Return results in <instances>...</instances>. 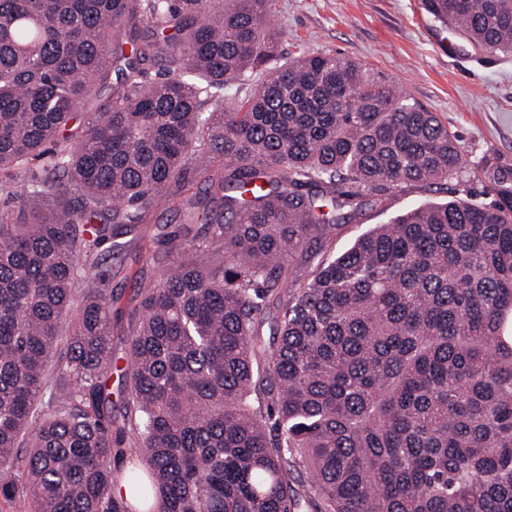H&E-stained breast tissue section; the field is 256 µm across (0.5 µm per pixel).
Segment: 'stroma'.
<instances>
[{
    "instance_id": "1",
    "label": "stroma",
    "mask_w": 512,
    "mask_h": 512,
    "mask_svg": "<svg viewBox=\"0 0 512 512\" xmlns=\"http://www.w3.org/2000/svg\"><path fill=\"white\" fill-rule=\"evenodd\" d=\"M275 24L285 52L343 56L412 100L437 112L459 139L462 169L447 185L412 187L387 205L365 209L344 225L330 249H347L358 235L388 223L403 211L457 194L477 203L496 198L494 184L480 174L483 164L512 171V55L502 56L473 43L463 31L437 21L423 0H275ZM452 43L442 54L437 42ZM204 186L188 169L178 193H160L137 236L105 241L98 270L112 296V369L107 391L113 419H121L129 384L131 329L140 314L138 287L158 280L165 247L158 227L177 230L181 201Z\"/></svg>"
}]
</instances>
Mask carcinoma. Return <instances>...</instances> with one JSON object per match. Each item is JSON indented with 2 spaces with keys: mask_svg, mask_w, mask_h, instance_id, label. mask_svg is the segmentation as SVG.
I'll return each instance as SVG.
<instances>
[{
  "mask_svg": "<svg viewBox=\"0 0 512 512\" xmlns=\"http://www.w3.org/2000/svg\"><path fill=\"white\" fill-rule=\"evenodd\" d=\"M425 2L512 55V0ZM274 14L275 0H0V170L42 161L18 205L47 209L0 216V499L33 512H512V173L483 169L493 204H423L331 255L337 227L456 179L461 152L437 113L347 58L278 63ZM141 25L150 34L124 52ZM163 57L169 75L144 81ZM121 59L109 110L83 122ZM204 144L224 151V174L199 164L216 209L181 203L183 235L132 329V505L112 494V296L97 250L140 230ZM200 220L205 244L179 242Z\"/></svg>",
  "mask_w": 512,
  "mask_h": 512,
  "instance_id": "obj_1",
  "label": "carcinoma"
}]
</instances>
